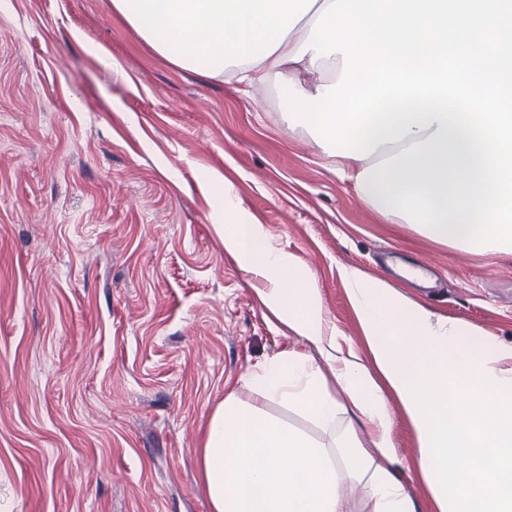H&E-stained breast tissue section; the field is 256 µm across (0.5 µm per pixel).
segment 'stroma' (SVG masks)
Masks as SVG:
<instances>
[{
    "label": "stroma",
    "mask_w": 512,
    "mask_h": 512,
    "mask_svg": "<svg viewBox=\"0 0 512 512\" xmlns=\"http://www.w3.org/2000/svg\"><path fill=\"white\" fill-rule=\"evenodd\" d=\"M286 102L274 82L173 66L112 0H0V512H209L197 450L213 410L251 399L267 359L313 351L225 252V183L312 271L327 330L363 363L347 267L473 346L512 345V253L385 222ZM266 409L329 446L350 435L342 410L324 427ZM393 435L416 512H437L403 413Z\"/></svg>",
    "instance_id": "obj_1"
}]
</instances>
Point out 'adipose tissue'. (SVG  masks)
I'll use <instances>...</instances> for the list:
<instances>
[{"mask_svg": "<svg viewBox=\"0 0 512 512\" xmlns=\"http://www.w3.org/2000/svg\"><path fill=\"white\" fill-rule=\"evenodd\" d=\"M331 0H112L138 36L176 67L208 79L235 78L248 85L277 82L314 92L336 84L341 54L298 57L312 24ZM419 144L418 158L402 157ZM394 158L386 181L394 186L425 182L447 190L453 171L472 157L462 139L438 123L418 124L403 140L383 143L366 159L338 156L339 170L382 218L399 222L388 193L377 181V163ZM224 222L216 231L226 252L244 271L265 278L262 301L286 316L312 343L317 358L277 355L249 373L253 398L228 393L210 416L199 454L210 512H349L341 484L361 486V512H416L395 476V394L419 440L418 468L430 485L438 512H512V346L487 339L471 350L456 322H435L420 306L380 279L344 268L352 304L376 373L355 354L340 356L326 334L314 276L277 248L261 225L242 216L231 189H224ZM439 354L425 363L424 353ZM336 381L352 413L368 429L370 447L355 442L334 451L270 414L278 402L311 414L321 425L336 418Z\"/></svg>", "mask_w": 512, "mask_h": 512, "instance_id": "obj_1", "label": "adipose tissue"}]
</instances>
